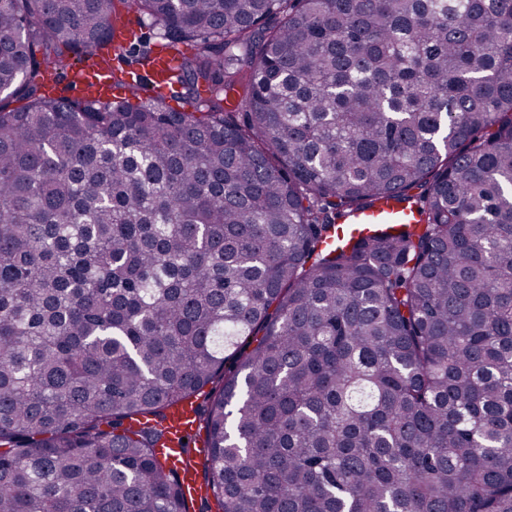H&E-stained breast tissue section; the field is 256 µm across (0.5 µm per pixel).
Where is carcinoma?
Here are the masks:
<instances>
[{"mask_svg": "<svg viewBox=\"0 0 512 512\" xmlns=\"http://www.w3.org/2000/svg\"><path fill=\"white\" fill-rule=\"evenodd\" d=\"M117 1L197 111L42 94ZM197 396L218 512H512V0H0V512H188ZM418 218L416 212L410 209L407 203H400L395 198H382L345 224H359L362 226L414 224ZM193 409L194 399L170 409V416L173 419L177 443L173 448H163L161 455L162 459L167 464L178 470L182 481L188 489L190 497H192V500H196L199 499L201 495L200 487L203 474L201 466H199L198 474L194 459L200 456H205L207 448H203L202 445L201 447L194 449V451L191 450L189 453H186L183 448L178 447V441L181 438L188 439L196 429Z\"/></svg>", "mask_w": 512, "mask_h": 512, "instance_id": "1", "label": "carcinoma"}]
</instances>
